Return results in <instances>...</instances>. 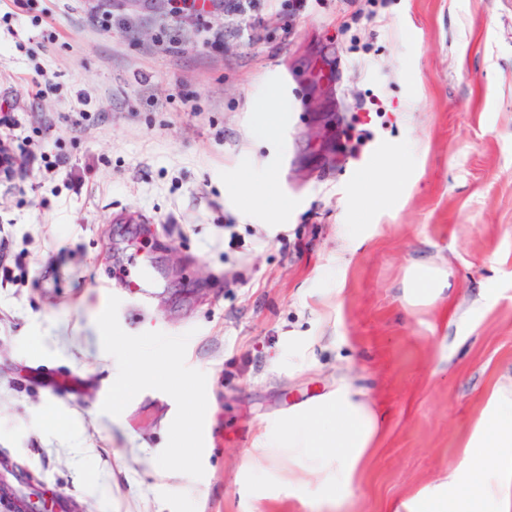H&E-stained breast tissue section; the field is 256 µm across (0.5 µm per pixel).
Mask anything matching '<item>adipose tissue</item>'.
<instances>
[{"label": "adipose tissue", "instance_id": "obj_1", "mask_svg": "<svg viewBox=\"0 0 512 512\" xmlns=\"http://www.w3.org/2000/svg\"><path fill=\"white\" fill-rule=\"evenodd\" d=\"M246 185L253 214L267 208L287 210L270 171L234 175ZM447 277L427 265H414L405 288L411 303L436 299ZM380 420L357 391L341 386L326 396L291 410L268 426L250 456L258 466L269 453L288 457V484L297 486L298 472L320 476L317 495L326 502L344 501L376 441ZM392 512H512V386L492 391L474 424L460 466L446 479L394 505Z\"/></svg>", "mask_w": 512, "mask_h": 512}]
</instances>
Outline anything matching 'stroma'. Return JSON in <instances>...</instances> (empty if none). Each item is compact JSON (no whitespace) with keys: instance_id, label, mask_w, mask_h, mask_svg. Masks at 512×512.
<instances>
[{"instance_id":"obj_1","label":"stroma","mask_w":512,"mask_h":512,"mask_svg":"<svg viewBox=\"0 0 512 512\" xmlns=\"http://www.w3.org/2000/svg\"><path fill=\"white\" fill-rule=\"evenodd\" d=\"M253 2L199 18L0 0V114L21 120L23 164L0 180V458L76 512H390L458 467L512 385V0H391L379 26L349 0L292 18ZM360 99L369 136L347 161ZM252 169L274 171L287 214L240 209L231 176ZM367 182L384 201L362 215ZM136 255L154 272L137 295ZM418 262L448 286L413 307ZM138 361L151 380H129ZM35 367L80 374L82 396L45 397ZM342 384L381 420L349 498L289 492L279 456L246 470L269 423ZM188 410L190 465L168 438Z\"/></svg>"}]
</instances>
